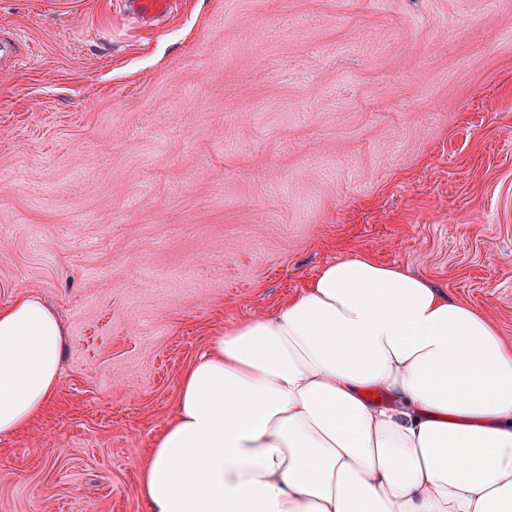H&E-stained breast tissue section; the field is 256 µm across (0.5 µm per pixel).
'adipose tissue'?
<instances>
[{
    "mask_svg": "<svg viewBox=\"0 0 512 512\" xmlns=\"http://www.w3.org/2000/svg\"><path fill=\"white\" fill-rule=\"evenodd\" d=\"M63 348L40 299L0 309L1 438L48 409ZM139 493L146 512H512V342L405 266L337 259L190 364Z\"/></svg>",
    "mask_w": 512,
    "mask_h": 512,
    "instance_id": "adipose-tissue-1",
    "label": "adipose tissue"
}]
</instances>
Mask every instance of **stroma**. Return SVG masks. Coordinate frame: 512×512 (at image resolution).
<instances>
[{
	"label": "stroma",
	"mask_w": 512,
	"mask_h": 512,
	"mask_svg": "<svg viewBox=\"0 0 512 512\" xmlns=\"http://www.w3.org/2000/svg\"><path fill=\"white\" fill-rule=\"evenodd\" d=\"M2 36L0 308L66 336L0 512H145L183 371L338 258L512 340V0H0ZM171 0H128L129 10L145 19L165 15L171 9Z\"/></svg>",
	"instance_id": "1"
}]
</instances>
